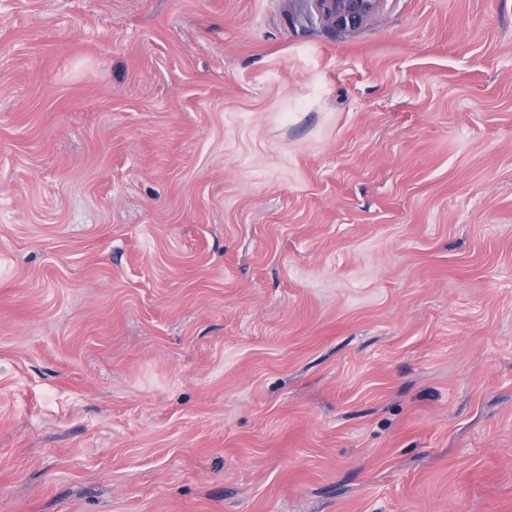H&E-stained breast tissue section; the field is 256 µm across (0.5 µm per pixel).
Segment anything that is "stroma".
<instances>
[{"instance_id":"obj_1","label":"stroma","mask_w":512,"mask_h":512,"mask_svg":"<svg viewBox=\"0 0 512 512\" xmlns=\"http://www.w3.org/2000/svg\"><path fill=\"white\" fill-rule=\"evenodd\" d=\"M0 512H512V0H0ZM322 8L336 14L337 17L345 16L349 13L355 15L367 14L379 7L376 0H321Z\"/></svg>"}]
</instances>
